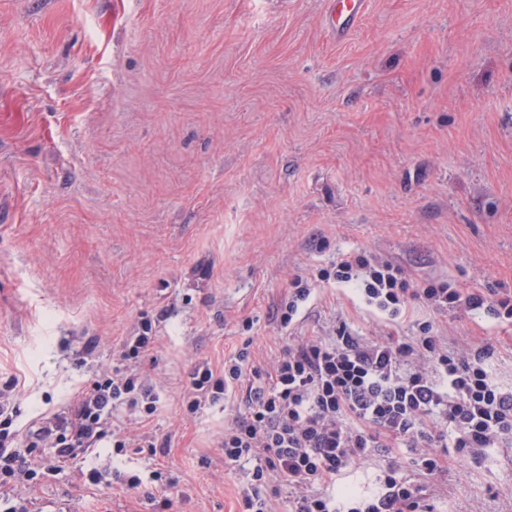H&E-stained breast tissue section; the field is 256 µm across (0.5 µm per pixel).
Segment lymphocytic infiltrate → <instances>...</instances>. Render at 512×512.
<instances>
[{"label":"lymphocytic infiltrate","mask_w":512,"mask_h":512,"mask_svg":"<svg viewBox=\"0 0 512 512\" xmlns=\"http://www.w3.org/2000/svg\"><path fill=\"white\" fill-rule=\"evenodd\" d=\"M317 278L355 288L364 302L389 320L411 305L436 313L485 310L512 322V292L490 299L461 293L447 280L419 284L392 261L361 251L339 259ZM152 325L126 338L121 356L128 371L101 373L64 412L13 428L18 407L12 393L0 392V501L4 512H30V491L48 472L77 465L80 453L111 439L117 450L133 447L117 434L112 411L118 405L156 410L150 379L136 368L142 353L157 346ZM488 346L465 342L449 350L432 321L416 336L397 339L356 336L345 321L332 335L311 336L268 361L241 349L224 361L223 373L194 367L183 392L194 414L220 393L243 389L246 409L224 428V465L248 463L237 487L240 512H274L278 486L288 489V512H433L432 486L444 472L441 448L476 456L512 441V389L487 369ZM412 449L414 477H406L395 452ZM387 459L376 490L363 496L341 489L328 493L337 476L378 453Z\"/></svg>","instance_id":"f902f5d3"}]
</instances>
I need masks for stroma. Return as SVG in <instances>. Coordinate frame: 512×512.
<instances>
[{"label": "stroma", "instance_id": "35a3bbf8", "mask_svg": "<svg viewBox=\"0 0 512 512\" xmlns=\"http://www.w3.org/2000/svg\"><path fill=\"white\" fill-rule=\"evenodd\" d=\"M326 0H0V386L17 379L23 429L64 410L118 344L152 320L141 361L159 395L125 435L167 440L162 509L50 473L33 512H238L224 427L241 394L185 416L202 361L244 341L257 361L345 320L449 347L488 343L512 388V323L411 308L387 322L316 282L298 319L294 275L367 250L414 281L512 290V0H367L344 40ZM98 339L92 357L87 340ZM84 465L149 480L147 453L111 445ZM438 512H512V446L450 458ZM312 278L296 275L291 281L288 302L280 305L278 313L282 326L290 325L298 315L299 304L305 302L311 294Z\"/></svg>", "mask_w": 512, "mask_h": 512}]
</instances>
